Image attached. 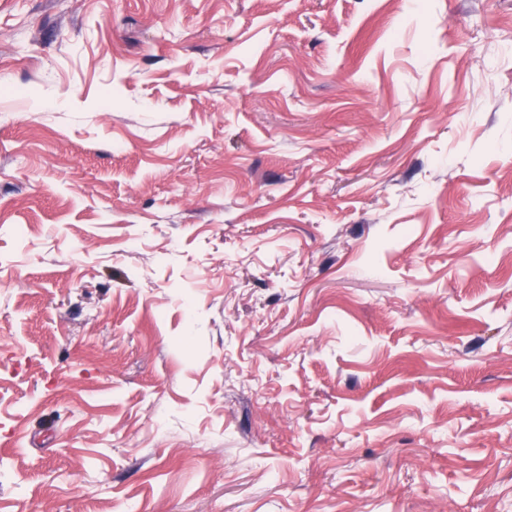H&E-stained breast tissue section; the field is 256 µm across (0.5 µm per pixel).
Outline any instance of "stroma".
Here are the masks:
<instances>
[{"label":"stroma","mask_w":512,"mask_h":512,"mask_svg":"<svg viewBox=\"0 0 512 512\" xmlns=\"http://www.w3.org/2000/svg\"><path fill=\"white\" fill-rule=\"evenodd\" d=\"M0 512H512V0H0Z\"/></svg>","instance_id":"obj_1"}]
</instances>
